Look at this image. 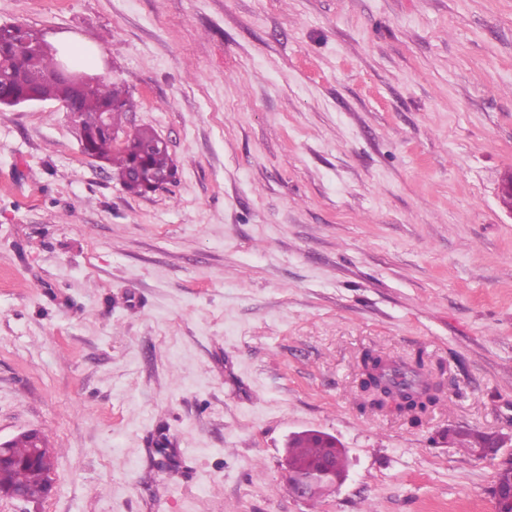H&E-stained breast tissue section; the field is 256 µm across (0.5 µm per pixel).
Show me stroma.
<instances>
[{
  "instance_id": "35a3bbf8",
  "label": "stroma",
  "mask_w": 512,
  "mask_h": 512,
  "mask_svg": "<svg viewBox=\"0 0 512 512\" xmlns=\"http://www.w3.org/2000/svg\"><path fill=\"white\" fill-rule=\"evenodd\" d=\"M90 46L172 183L128 194L58 102L0 110V512H496L512 454V0H0ZM367 350L441 368L422 425L361 409ZM349 457L288 487L289 438ZM450 436V437H449ZM448 438L453 444L460 448H488L491 449L496 443L492 434L473 431L471 429H458L448 434ZM18 439H26L32 443L31 448H34L32 455L31 448H29L28 444L24 441L16 442L15 446L12 448L14 442ZM10 448H12L11 452ZM11 454L19 461L31 455L29 458L30 463L42 464L47 467V480L45 472L41 468L17 466L13 469L3 470L0 472V485L17 487L0 489V497L18 500L42 498L45 490V482V497H47L56 482V463L51 455V448H48L46 444L45 437L40 432L31 430L8 441H2L0 439V466L12 463L13 459ZM285 468L288 478L292 479L290 491L296 497L306 498L310 494L326 495L336 490V479L334 477L330 479V475L323 468L304 472L296 471L288 465L287 458Z\"/></svg>"
}]
</instances>
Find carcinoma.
<instances>
[{
    "mask_svg": "<svg viewBox=\"0 0 512 512\" xmlns=\"http://www.w3.org/2000/svg\"><path fill=\"white\" fill-rule=\"evenodd\" d=\"M39 38L40 33L30 28L24 44L0 36V55L7 63L6 74L23 79L35 73L54 71L56 57L38 49ZM14 93L19 97L34 95L45 101L57 100L67 111L77 113L75 124L79 138L88 139L91 155L110 166L112 175L126 192L142 196L150 191L149 184L132 176L137 163L163 179L175 177L174 160L169 149L160 146L157 132L128 119L136 104L125 86L98 78L75 94L61 82L44 79L34 86L19 82L14 86ZM103 113L109 115V124L121 143L98 130ZM443 393L441 375L427 367L420 354L399 364L373 351L365 352L361 358L357 396L363 409L390 411L418 426L430 408L441 400ZM450 441L460 448L489 449L495 445L492 435L471 429L453 431ZM327 444L331 445L325 452L331 457V472L341 478L347 472V453L330 434L316 430L295 434L288 443V458L301 467H316L323 461L318 456V446ZM45 482V472L41 468L17 466L0 472L1 486L20 487L31 499L43 497Z\"/></svg>",
    "mask_w": 512,
    "mask_h": 512,
    "instance_id": "1",
    "label": "carcinoma"
}]
</instances>
